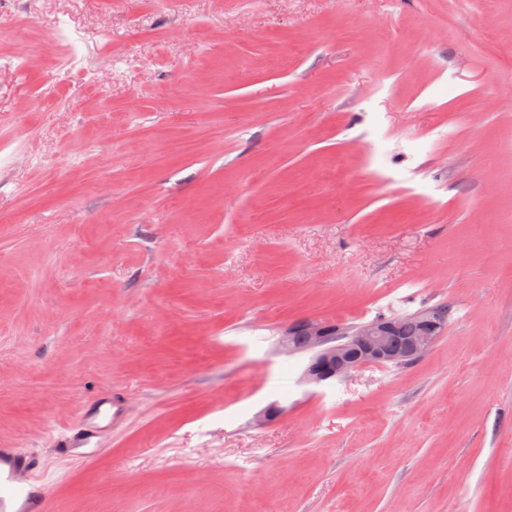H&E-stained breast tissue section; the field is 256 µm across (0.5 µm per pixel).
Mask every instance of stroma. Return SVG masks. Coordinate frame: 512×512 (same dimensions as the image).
<instances>
[{"label":"stroma","instance_id":"35a3bbf8","mask_svg":"<svg viewBox=\"0 0 512 512\" xmlns=\"http://www.w3.org/2000/svg\"><path fill=\"white\" fill-rule=\"evenodd\" d=\"M509 48L512 0H0V446L54 512H512ZM445 303L408 367L278 347ZM125 395L108 390L83 402L73 424L60 429L52 448L57 456L71 461H86L101 451L102 438L112 435V425L121 419Z\"/></svg>","mask_w":512,"mask_h":512}]
</instances>
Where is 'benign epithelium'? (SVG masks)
<instances>
[{
    "instance_id": "obj_1",
    "label": "benign epithelium",
    "mask_w": 512,
    "mask_h": 512,
    "mask_svg": "<svg viewBox=\"0 0 512 512\" xmlns=\"http://www.w3.org/2000/svg\"><path fill=\"white\" fill-rule=\"evenodd\" d=\"M302 326L310 354L302 383L315 386L344 379L366 365L406 366L429 352L444 331L440 316L431 310L420 312L415 317L414 335L406 337L405 349L396 353L390 339L398 325L392 320L366 321L350 331L315 318L303 319Z\"/></svg>"
}]
</instances>
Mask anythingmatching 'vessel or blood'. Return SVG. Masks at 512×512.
Segmentation results:
<instances>
[{
    "label": "vessel or blood",
    "mask_w": 512,
    "mask_h": 512,
    "mask_svg": "<svg viewBox=\"0 0 512 512\" xmlns=\"http://www.w3.org/2000/svg\"><path fill=\"white\" fill-rule=\"evenodd\" d=\"M125 395L108 390L83 402L73 424L59 430L52 446L57 456L85 461L101 451V440L121 419ZM52 487L41 452L0 447V512H51Z\"/></svg>",
    "instance_id": "vessel-or-blood-1"
}]
</instances>
